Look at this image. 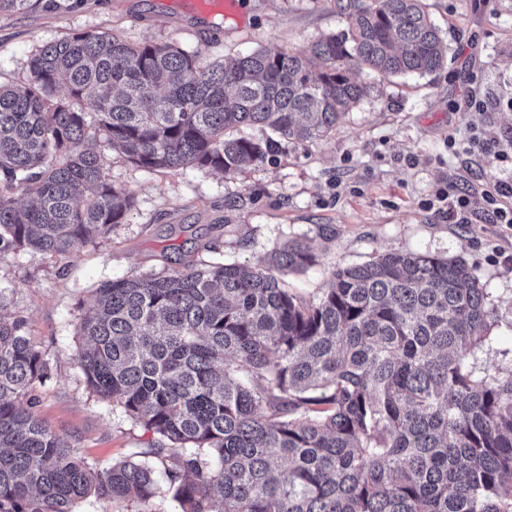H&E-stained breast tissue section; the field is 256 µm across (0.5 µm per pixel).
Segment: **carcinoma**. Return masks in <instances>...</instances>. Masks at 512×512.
<instances>
[{
  "label": "carcinoma",
  "mask_w": 512,
  "mask_h": 512,
  "mask_svg": "<svg viewBox=\"0 0 512 512\" xmlns=\"http://www.w3.org/2000/svg\"><path fill=\"white\" fill-rule=\"evenodd\" d=\"M306 55L222 64L173 43L74 33L0 85V253L69 252L124 222L133 195L97 142L147 171L224 173L326 138L364 97L354 72L444 64L425 0H346ZM65 95H55L57 89ZM298 239L253 263L190 258L102 284L78 319L89 390L153 436L98 467L39 416L49 365L0 314V512H74L93 494L156 512H512V363L483 367L497 310L459 258L393 251L335 267L309 300L282 278Z\"/></svg>",
  "instance_id": "obj_1"
}]
</instances>
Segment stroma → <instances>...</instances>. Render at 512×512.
Wrapping results in <instances>:
<instances>
[{"label": "stroma", "instance_id": "1", "mask_svg": "<svg viewBox=\"0 0 512 512\" xmlns=\"http://www.w3.org/2000/svg\"><path fill=\"white\" fill-rule=\"evenodd\" d=\"M447 45L443 66L423 76L358 71L365 97L325 139L282 143L263 161L224 174L187 167L145 171L107 153V174L130 190L123 224L67 254L0 255V313L24 322L50 374L37 409L89 462L109 465L147 451L151 436L92 394L75 338L103 282L158 272L218 245L217 260L251 261L289 239L307 243L316 265L286 280L303 298L322 294L329 271L389 251L461 257L504 319H512V229L478 220L452 224L424 205L449 179L489 184L512 177V159L454 155L449 140L484 130L512 140V0H426ZM337 0H243L239 19L202 17L166 0H37L0 13V84L24 86L32 55L73 33L131 45L175 43L204 63L251 52H304L344 29ZM489 108L470 104L473 89Z\"/></svg>", "mask_w": 512, "mask_h": 512}]
</instances>
